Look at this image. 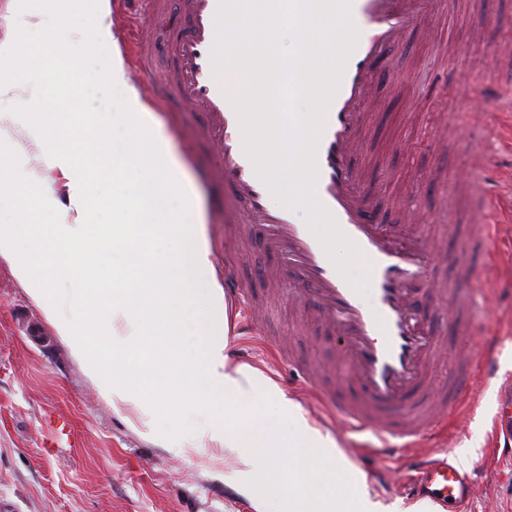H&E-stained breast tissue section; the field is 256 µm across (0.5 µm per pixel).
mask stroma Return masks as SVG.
Here are the masks:
<instances>
[{
    "label": "stroma",
    "instance_id": "35a3bbf8",
    "mask_svg": "<svg viewBox=\"0 0 512 512\" xmlns=\"http://www.w3.org/2000/svg\"><path fill=\"white\" fill-rule=\"evenodd\" d=\"M112 30L116 44L87 60L81 80L83 92L76 109L96 116L119 111L121 95L103 84L98 73L115 47L124 46L141 21L139 7L111 0ZM444 22L432 29L415 30L397 53V84L380 85L364 106L370 116L365 149L354 164L365 179L381 178L379 204L388 224L402 223L407 197L419 202L420 223L433 235L448 262L423 290L451 281L449 265L470 232V201L457 193L456 179L471 173L476 151H484V171L476 181H489L504 150L491 131L500 111L512 107L508 98L483 105L480 91L512 82V73L494 66L486 41L474 39L471 17L487 19L496 38L512 31V0H438ZM163 39H152L148 68L130 54L122 59L127 74L154 117L165 148L178 162L183 179L192 188L196 214L205 231L209 258L216 273L232 259L224 251V186L211 171L219 155L195 147L190 139L203 115L179 110L152 97L153 86L164 81ZM469 64L468 84L475 94L458 105L462 64ZM485 111L483 125H462L441 151L429 141L447 115ZM493 263L481 269L486 302L470 322L468 350L486 343L499 349L496 376L477 379L466 394L463 409L448 432L447 447L472 482L470 498L461 512H512V461L501 448L512 446L505 411L512 408V223L502 225L489 246ZM296 305L281 298L268 318L282 335L298 333L302 354L328 360L336 339L324 329L295 327ZM228 351L238 352L245 364L257 367L302 408L310 426L330 435L339 452L365 477L371 496L383 503H416L409 463L413 451L393 458L364 455L373 436L354 432L331 421L310 399L304 383L287 363L274 359L260 336L230 326ZM99 396L56 336L40 307L15 278L10 260L0 257V512H249L246 498L230 491L205 460L185 459L180 438L171 437L160 448L138 434ZM66 423L70 441L54 443L51 429ZM475 454H467L469 445Z\"/></svg>",
    "mask_w": 512,
    "mask_h": 512
}]
</instances>
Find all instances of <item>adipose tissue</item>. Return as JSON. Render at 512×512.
<instances>
[{"mask_svg":"<svg viewBox=\"0 0 512 512\" xmlns=\"http://www.w3.org/2000/svg\"><path fill=\"white\" fill-rule=\"evenodd\" d=\"M28 17L81 15L78 45L60 28L40 30L37 49L21 39L0 50V98L29 88L41 105L27 133L47 164L28 202H21L14 172L0 165V255L40 306L45 319L80 362L87 379L114 410L132 411L142 434L157 435L158 421L204 406L208 421L182 450L224 467V479L248 498L250 512H436L426 501L386 506L373 500L366 479L349 461L326 471L305 465L302 451L325 455L335 442L310 427L301 408L257 369L225 352L229 320L224 291L204 243L202 224L172 208L190 198L177 175L151 112L129 82L120 56L98 78L121 90L124 105L85 118L60 109V61L76 78L86 56L113 38L108 0H14ZM126 131L114 140L111 129ZM112 175V221L89 224L97 182ZM65 186L76 217L58 222L40 209L50 183ZM53 254L74 283L71 314H64L52 272ZM194 342H186V333Z\"/></svg>","mask_w":512,"mask_h":512,"instance_id":"ef3b65f1","label":"adipose tissue"}]
</instances>
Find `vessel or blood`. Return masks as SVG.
I'll return each instance as SVG.
<instances>
[{"label":"vessel or blood","mask_w":512,"mask_h":512,"mask_svg":"<svg viewBox=\"0 0 512 512\" xmlns=\"http://www.w3.org/2000/svg\"><path fill=\"white\" fill-rule=\"evenodd\" d=\"M154 17L177 13L180 24L165 42L163 95L197 106L204 114L194 142L215 147L223 163L215 175L224 183V248L240 260L253 239H260L279 261L259 274L266 289L290 277L301 312L338 336L335 374L322 376L283 342L276 353L313 387L325 408L354 431H369L382 447L401 440L413 446L432 436L456 415L479 373L494 374L495 348L480 355L460 351L448 381L435 385L430 366L447 350L428 318L429 305L444 307L450 321L466 318L473 305L470 286L478 261L496 233L494 212L478 198L472 178L459 180L475 196L477 221L470 241L454 259L456 284L433 289L422 300L419 285L444 263L427 232L416 224L387 227L375 201L366 197L361 172L351 158L363 146L368 123L362 106L384 78L392 77L395 51L431 11L433 0H352L351 19L358 32L338 89L324 110V127L315 148L316 195L339 230L371 263L375 305L367 307L355 286L336 268L322 243L294 209L269 202L271 192L244 149L237 112L217 76L212 51L219 0H140ZM224 297L235 304L240 324H257L252 288L237 274L224 276ZM417 489L423 496L455 508L469 498L470 482L454 453L421 461Z\"/></svg>","instance_id":"vessel-or-blood-1"}]
</instances>
